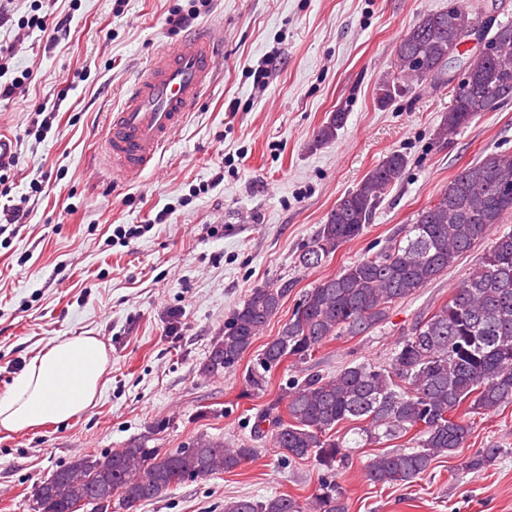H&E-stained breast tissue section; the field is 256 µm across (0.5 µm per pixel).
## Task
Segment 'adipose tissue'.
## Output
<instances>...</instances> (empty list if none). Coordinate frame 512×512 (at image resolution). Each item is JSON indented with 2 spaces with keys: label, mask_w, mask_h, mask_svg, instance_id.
<instances>
[{
  "label": "adipose tissue",
  "mask_w": 512,
  "mask_h": 512,
  "mask_svg": "<svg viewBox=\"0 0 512 512\" xmlns=\"http://www.w3.org/2000/svg\"><path fill=\"white\" fill-rule=\"evenodd\" d=\"M106 364L105 346L96 336L55 341L0 394V432L64 422L84 413L97 398Z\"/></svg>",
  "instance_id": "ef3b65f1"
}]
</instances>
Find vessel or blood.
I'll list each match as a JSON object with an SVG mask.
<instances>
[{"instance_id":"1","label":"vessel or blood","mask_w":512,"mask_h":512,"mask_svg":"<svg viewBox=\"0 0 512 512\" xmlns=\"http://www.w3.org/2000/svg\"><path fill=\"white\" fill-rule=\"evenodd\" d=\"M213 68V43L204 33L181 38L156 55L109 127L105 151L115 175L127 181L141 176L208 87Z\"/></svg>"}]
</instances>
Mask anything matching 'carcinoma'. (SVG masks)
Instances as JSON below:
<instances>
[{"mask_svg": "<svg viewBox=\"0 0 512 512\" xmlns=\"http://www.w3.org/2000/svg\"><path fill=\"white\" fill-rule=\"evenodd\" d=\"M476 13L470 0L426 11L400 38L394 67L377 88L386 106L424 85L447 81L448 62L460 54ZM498 54L477 63L469 87L455 90L453 104L436 129L437 139L453 140L482 113L488 95L512 99V20H491ZM338 107L315 133L327 144L344 126ZM407 157L389 153L351 191L336 201L299 264L317 268L345 243L361 236L378 205L397 184ZM512 213V154H492L464 167L421 209L404 234L385 250L363 256L308 289L278 335L263 345L243 376V392L260 396L284 361L305 362L322 344L359 335L386 319L388 310L448 271ZM287 286L268 283L251 290L224 323L202 374L235 369L278 313ZM512 404V231L492 240L467 279L448 301L420 318L394 345L384 365L349 363L333 376L309 373L281 388L277 399L255 416L253 432L268 434L290 461L312 458L327 479L309 499L279 493L261 500L239 497L224 512H348L336 472L349 462L350 445L410 436L411 447L370 459L365 474L382 486L407 485L465 446L471 416ZM355 421L356 438L336 436ZM195 452L162 453L133 441L104 455L83 456L56 471L32 494L34 512H69L84 502L96 512H137L187 479L232 472L257 457L246 441L199 436ZM502 454L484 448L466 462L480 469Z\"/></svg>", "mask_w": 512, "mask_h": 512, "instance_id": "1", "label": "carcinoma"}]
</instances>
